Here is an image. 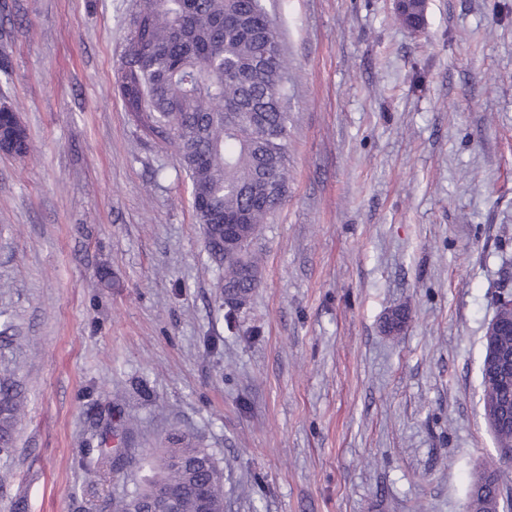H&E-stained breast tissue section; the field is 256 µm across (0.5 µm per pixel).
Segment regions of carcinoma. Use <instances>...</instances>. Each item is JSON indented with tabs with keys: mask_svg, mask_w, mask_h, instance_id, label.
Wrapping results in <instances>:
<instances>
[{
	"mask_svg": "<svg viewBox=\"0 0 512 512\" xmlns=\"http://www.w3.org/2000/svg\"><path fill=\"white\" fill-rule=\"evenodd\" d=\"M288 65L274 21L261 0H139L129 49L118 69L124 104L145 132L169 143L190 185L209 258L224 250L222 224L257 230L288 194ZM0 132L13 152L27 154L26 128L0 111ZM222 288L249 297L258 260L249 251L221 260ZM484 404L499 410L496 440L512 444V388L491 383L481 368ZM24 402L13 374L0 375V449L11 448ZM145 460L148 475L116 512H152L158 494H170L177 512H224L223 482L212 453L188 437ZM97 483L111 469L102 452L82 460ZM476 475L469 512H512L497 469Z\"/></svg>",
	"mask_w": 512,
	"mask_h": 512,
	"instance_id": "1",
	"label": "carcinoma"
}]
</instances>
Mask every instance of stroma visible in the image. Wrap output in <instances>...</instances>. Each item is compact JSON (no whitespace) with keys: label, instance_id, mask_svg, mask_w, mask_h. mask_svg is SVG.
I'll return each instance as SVG.
<instances>
[{"label":"stroma","instance_id":"35a3bbf8","mask_svg":"<svg viewBox=\"0 0 512 512\" xmlns=\"http://www.w3.org/2000/svg\"><path fill=\"white\" fill-rule=\"evenodd\" d=\"M288 59V197L233 309L173 149L117 91L136 0H0V512H113L183 433L224 512H467L497 465L480 367L512 265V0H263ZM397 308L398 336L383 323ZM107 440H100L104 425ZM121 452L104 482L86 448ZM0 129L1 134L4 133V135L12 138L15 155L23 156L27 154L30 148L28 134L26 128L17 122L14 112L0 111ZM23 402L22 386L15 374H1L0 449L13 447L14 435Z\"/></svg>","mask_w":512,"mask_h":512}]
</instances>
